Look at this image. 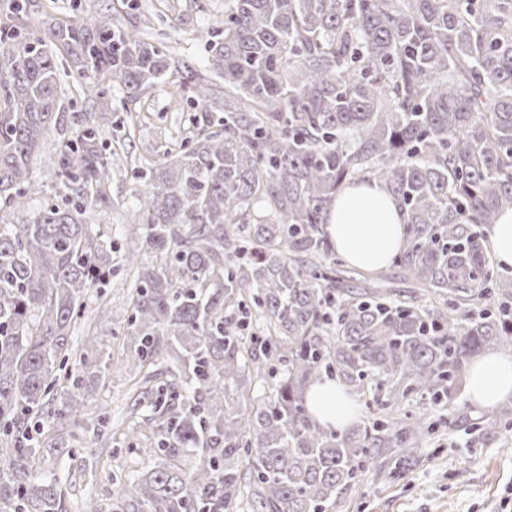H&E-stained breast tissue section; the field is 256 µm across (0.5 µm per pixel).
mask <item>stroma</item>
Instances as JSON below:
<instances>
[{
	"label": "stroma",
	"mask_w": 512,
	"mask_h": 512,
	"mask_svg": "<svg viewBox=\"0 0 512 512\" xmlns=\"http://www.w3.org/2000/svg\"><path fill=\"white\" fill-rule=\"evenodd\" d=\"M39 2L38 11L25 19L32 30L42 32L54 22L86 18L108 6L121 23L133 22L158 35L173 61L189 62L204 76L210 73V62L194 33L224 12V0ZM193 116L176 77H168L134 103L127 100L120 82H113L112 112L102 123L103 140L112 157V205L92 213L90 221L121 225V232L112 236L115 246H123L125 235L136 229L128 212L133 193L144 190L146 183L137 177V170L147 169L177 135H189ZM126 278V270H115L92 290L112 307V329L103 334L99 348L112 362L88 405V414L71 426L75 434L71 455L59 457L54 470L73 512H80L88 495L99 499L103 512H111L113 487L106 473L134 464L124 445L109 441L98 426L99 414H106L114 425L128 412L129 377L122 364L125 352L120 338L129 315L121 290ZM426 409L435 431L424 448L406 460L400 474L395 460H380L347 492L342 512H512V431L478 438L467 434L464 426L449 427L447 405L430 403Z\"/></svg>",
	"instance_id": "1"
}]
</instances>
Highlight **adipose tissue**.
<instances>
[{"instance_id": "1", "label": "adipose tissue", "mask_w": 512, "mask_h": 512, "mask_svg": "<svg viewBox=\"0 0 512 512\" xmlns=\"http://www.w3.org/2000/svg\"><path fill=\"white\" fill-rule=\"evenodd\" d=\"M405 216L389 191L376 182L343 188L328 215L326 232L336 252L349 263L374 272L399 252L405 237ZM467 395L479 408L512 395V357L486 353L470 366ZM317 422L336 426L352 421L354 407L341 386L327 381L307 394Z\"/></svg>"}]
</instances>
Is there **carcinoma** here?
Returning a JSON list of instances; mask_svg holds the SVG:
<instances>
[{
    "mask_svg": "<svg viewBox=\"0 0 512 512\" xmlns=\"http://www.w3.org/2000/svg\"><path fill=\"white\" fill-rule=\"evenodd\" d=\"M34 7L0 4V512H68L47 472L95 390L84 375L109 369L96 335L77 358L73 337L114 264L133 275L122 344L147 408L123 440L151 465L112 475V512H340L433 433L402 406L456 410L469 360L512 349V271L485 245L512 208V0H224L201 35L214 78L175 71L197 133L149 166L122 251L89 222L110 204L101 125L59 84L93 77L105 108L111 79L134 101L172 60L110 8L39 34L20 24ZM51 135L49 195L33 163ZM371 179L407 216L393 262L428 305L342 276L327 210ZM23 199L43 203L15 224ZM325 377L372 421L318 424L306 394ZM508 427L512 404L470 424Z\"/></svg>",
    "mask_w": 512,
    "mask_h": 512,
    "instance_id": "obj_1",
    "label": "carcinoma"
}]
</instances>
